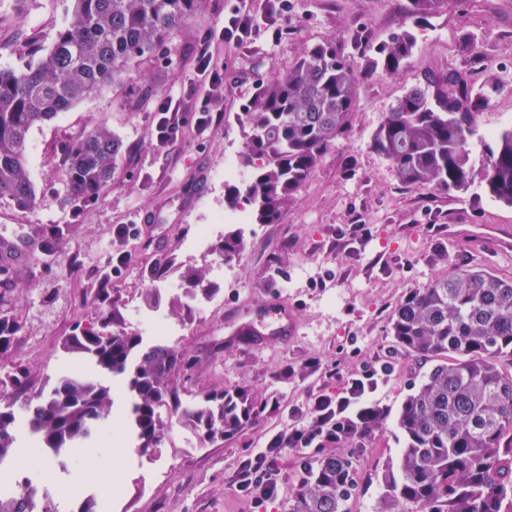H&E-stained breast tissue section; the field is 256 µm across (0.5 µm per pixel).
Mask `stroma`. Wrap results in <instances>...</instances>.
Segmentation results:
<instances>
[{
	"label": "stroma",
	"mask_w": 512,
	"mask_h": 512,
	"mask_svg": "<svg viewBox=\"0 0 512 512\" xmlns=\"http://www.w3.org/2000/svg\"><path fill=\"white\" fill-rule=\"evenodd\" d=\"M406 0H206L167 49L131 66L126 80L34 128L29 170L37 203L21 210L0 198V238L16 240L34 224H66L70 231L53 263L20 261L0 303L23 329L11 358L29 369L30 393L49 392L76 360L62 348L76 324L107 332L114 325L145 334L150 318L169 325V344L186 352L190 367L173 381L188 404L215 388L246 391L265 405L263 416L240 434L214 442L191 439L169 418L151 457L123 451L117 412L124 395L113 392L107 433L69 459L49 460L58 512H76L94 497L96 512H288L300 479V454L275 462L278 495L254 505L236 487L247 455L288 431L308 425V406L320 395L342 392L349 377L378 369L372 400L385 411L382 425L357 449L358 497L351 512H381L385 473L395 472L403 437L401 404L427 370L425 361L396 348L389 318L411 290L444 276L453 265L476 266L512 278V249L477 236H448L452 224L512 228V207L481 188L462 195L412 189L372 148L375 132L396 100L424 73L455 67L473 85L495 80L498 90L483 109L478 130L512 125V0H443L420 24L405 15ZM71 0H0V68L36 62L69 20ZM247 19L238 41L220 38L230 18ZM411 30L415 49L397 74L361 85L352 125L322 157L293 204L273 224L242 228L243 249L234 271L219 272L230 225L216 226L206 246L195 243L199 225L225 211V161L240 162L246 131L238 116L267 83L283 78L307 48L340 43L353 71L368 64L367 48L400 30ZM477 47L463 48L465 36ZM210 39L224 66L223 87H198L195 54ZM185 98V134L161 144L154 125L160 98ZM213 120L197 132L202 113ZM121 139L112 184L95 200L70 202L62 190L60 148L94 127ZM124 264H117V257ZM165 268L158 303L146 295L149 271ZM206 273L217 293L207 308L174 310L180 275ZM110 288L107 301L95 296ZM292 308L300 323L291 341L268 335L263 347L234 335V327L273 302Z\"/></svg>",
	"instance_id": "obj_1"
}]
</instances>
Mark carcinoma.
Wrapping results in <instances>:
<instances>
[{
    "mask_svg": "<svg viewBox=\"0 0 512 512\" xmlns=\"http://www.w3.org/2000/svg\"><path fill=\"white\" fill-rule=\"evenodd\" d=\"M68 22L37 63L25 70L0 69V197L20 209L36 204L28 169L31 130L120 81L136 58L170 43L204 0H72ZM441 0H407L406 14L418 23ZM407 30L374 50L365 77L392 75L412 56ZM342 45H315L288 75L263 86L240 113L249 129L242 162L251 168L242 188L227 185L229 207L251 206L257 224L274 223L293 203L322 155L349 129L361 78L346 64ZM495 83L470 85L455 68L431 72L408 90L378 127L374 150L408 188L466 193L479 184L494 201L512 206V125L484 144L476 163L470 139ZM122 142L98 127L61 149V176L71 200L100 197L110 185ZM67 224H35L28 242L33 261L51 264ZM224 256L240 254V233L224 236ZM185 296L209 298L204 274L181 273ZM392 336L407 353L432 363L421 384L402 403L397 425L404 440L398 472L385 478L388 509L407 503L424 512H512V278L485 269L454 266L448 274L410 291L391 315ZM22 330L19 317L0 306V358L12 355ZM73 358L92 367L58 377L51 394H31L21 365L0 374V397L11 395L28 412L30 433L49 450L73 448L95 436L111 414L109 387L101 375L125 378L133 397L129 412L137 451L151 455L164 436L162 409L206 441L241 433L263 408L243 391L215 390L184 406L172 389L186 366V353L166 344L144 345L135 332L108 333L76 325L62 343ZM369 415L341 439L353 442L380 426ZM15 415L0 409V461L12 454ZM301 477L289 512H350L357 490L353 456L318 452L300 461ZM0 512H57L25 492H0Z\"/></svg>",
    "mask_w": 512,
    "mask_h": 512,
    "instance_id": "obj_1",
    "label": "carcinoma"
}]
</instances>
